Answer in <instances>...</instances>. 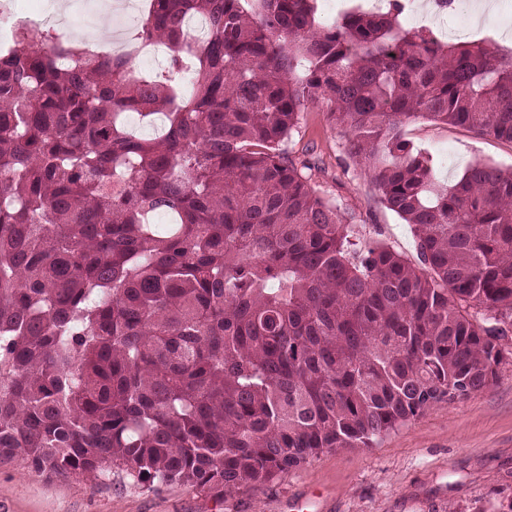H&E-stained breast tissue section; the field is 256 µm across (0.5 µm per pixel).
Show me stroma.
<instances>
[{"instance_id": "1", "label": "stroma", "mask_w": 512, "mask_h": 512, "mask_svg": "<svg viewBox=\"0 0 512 512\" xmlns=\"http://www.w3.org/2000/svg\"><path fill=\"white\" fill-rule=\"evenodd\" d=\"M33 0L32 9L50 15L51 29L69 28L87 40L97 23L91 0ZM432 30L448 26L475 32L503 47L498 11L481 18L452 13L427 16ZM407 139L434 160L439 181L454 182L477 160L512 166V143L473 130L417 119ZM307 164L311 185L353 216L360 235H378L408 259L417 243L406 224L386 209L370 179L349 165L343 134L322 109L308 105L284 144ZM506 356L496 382L462 400L434 404L370 448H341L311 458L259 490L240 489L215 500L178 485L150 489L120 469L80 477H47L23 459L0 464V512H288L305 498L314 512H473L475 507L512 500V328L502 339Z\"/></svg>"}]
</instances>
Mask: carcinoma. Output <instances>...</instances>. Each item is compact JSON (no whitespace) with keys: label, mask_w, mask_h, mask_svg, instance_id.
Masks as SVG:
<instances>
[{"label":"carcinoma","mask_w":512,"mask_h":512,"mask_svg":"<svg viewBox=\"0 0 512 512\" xmlns=\"http://www.w3.org/2000/svg\"><path fill=\"white\" fill-rule=\"evenodd\" d=\"M253 2L150 0L135 40L170 51L153 76L48 29L0 48V461L221 501L497 380L512 170L441 183L403 127L512 142V52L406 28V0L330 25L316 0ZM311 103L423 270L361 240L282 148Z\"/></svg>","instance_id":"cac0c4a2"}]
</instances>
